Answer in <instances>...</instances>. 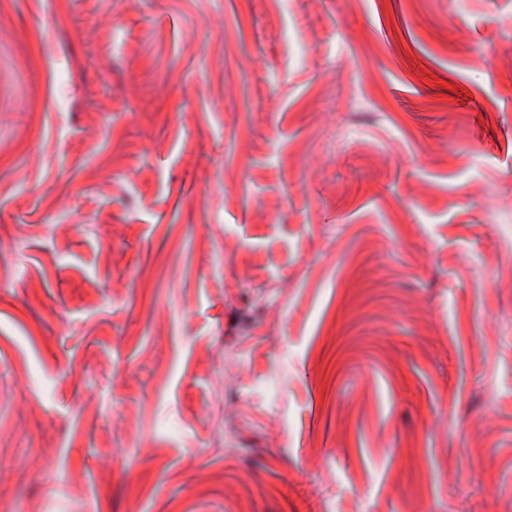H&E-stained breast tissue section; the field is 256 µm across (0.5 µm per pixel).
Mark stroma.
I'll list each match as a JSON object with an SVG mask.
<instances>
[{"label":"stroma","instance_id":"35a3bbf8","mask_svg":"<svg viewBox=\"0 0 512 512\" xmlns=\"http://www.w3.org/2000/svg\"><path fill=\"white\" fill-rule=\"evenodd\" d=\"M0 512H512V0H0Z\"/></svg>","mask_w":512,"mask_h":512}]
</instances>
